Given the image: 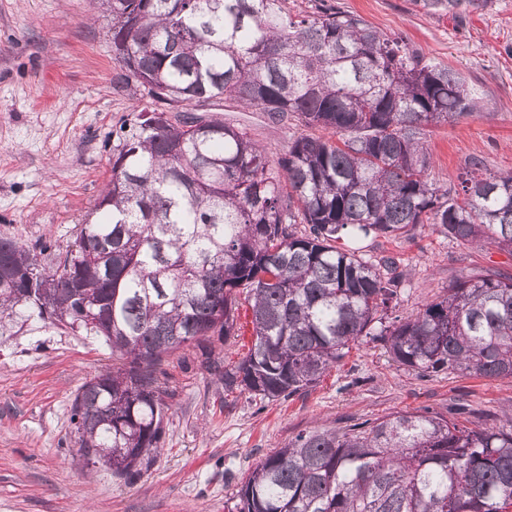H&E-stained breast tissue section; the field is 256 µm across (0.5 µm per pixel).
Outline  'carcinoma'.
I'll use <instances>...</instances> for the list:
<instances>
[{
  "instance_id": "obj_1",
  "label": "carcinoma",
  "mask_w": 512,
  "mask_h": 512,
  "mask_svg": "<svg viewBox=\"0 0 512 512\" xmlns=\"http://www.w3.org/2000/svg\"><path fill=\"white\" fill-rule=\"evenodd\" d=\"M493 0H415L457 15ZM117 83L147 99L112 131V177L65 256L0 237V336L43 327L102 338L122 361L71 405L87 465L129 480L161 448L164 356L252 325L224 391L285 400L352 346L382 338L418 374L512 379V277L458 279L412 317L406 278L336 246L342 234L410 237L419 224L512 255V173L471 161L453 187L425 178L426 129L469 115L459 73L361 16L286 0H101ZM232 100L301 133L269 156L208 112ZM304 229L297 230V225ZM239 512H512V425L469 427L427 409L300 433L238 490Z\"/></svg>"
}]
</instances>
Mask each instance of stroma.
<instances>
[{"label":"stroma","instance_id":"35a3bbf8","mask_svg":"<svg viewBox=\"0 0 512 512\" xmlns=\"http://www.w3.org/2000/svg\"><path fill=\"white\" fill-rule=\"evenodd\" d=\"M333 2L454 69L478 97L471 115L428 133V181L456 184L474 157L484 172L512 170V0L458 18L413 0ZM110 28L99 0H0V236L47 246L54 259L110 180L112 131L138 104L113 81ZM218 111L273 154L297 134L230 101ZM362 247L371 261L391 256L405 270L402 317L451 281L512 276L511 254L461 244L429 224ZM204 361L195 347L164 358L163 447L147 471L123 480L84 465L71 421L77 390L112 364L103 340L57 329L0 336V512H238L241 483L299 433L424 408L499 427L512 408V379L424 377L398 367L379 342L354 346L308 392L270 403L225 394Z\"/></svg>","mask_w":512,"mask_h":512}]
</instances>
